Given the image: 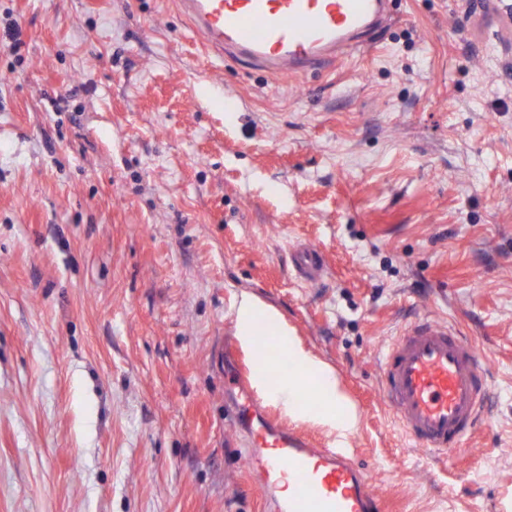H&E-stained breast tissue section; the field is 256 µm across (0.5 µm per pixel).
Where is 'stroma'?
Listing matches in <instances>:
<instances>
[{"label": "stroma", "mask_w": 512, "mask_h": 512, "mask_svg": "<svg viewBox=\"0 0 512 512\" xmlns=\"http://www.w3.org/2000/svg\"><path fill=\"white\" fill-rule=\"evenodd\" d=\"M244 291L356 404L388 512H500L512 0H394L363 51L279 78L207 55L172 0H0V512H266L224 405ZM425 317L490 382L444 462L379 395ZM297 279L304 284H317L327 272L323 251L313 243H299L290 251Z\"/></svg>", "instance_id": "obj_1"}]
</instances>
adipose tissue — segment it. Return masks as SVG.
Listing matches in <instances>:
<instances>
[{
  "label": "adipose tissue",
  "mask_w": 512,
  "mask_h": 512,
  "mask_svg": "<svg viewBox=\"0 0 512 512\" xmlns=\"http://www.w3.org/2000/svg\"><path fill=\"white\" fill-rule=\"evenodd\" d=\"M237 336L243 348H252V324L262 317L277 328L286 343L288 362L296 373L278 387H269L264 370H256L254 382L258 389L280 400L288 411H299L295 398L299 389L314 393L320 409L313 414L314 422L323 425L336 435L337 444H346L349 436L360 425V413L356 405L342 391L334 373L327 364L307 351L284 323L280 314L255 295L244 292L235 305Z\"/></svg>",
  "instance_id": "1"
}]
</instances>
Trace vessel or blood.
<instances>
[{"label": "vessel or blood", "instance_id": "b4317fda", "mask_svg": "<svg viewBox=\"0 0 512 512\" xmlns=\"http://www.w3.org/2000/svg\"><path fill=\"white\" fill-rule=\"evenodd\" d=\"M206 49L296 75L364 47L388 17L389 0H175ZM299 281L315 284L327 271L323 251L300 243L290 251ZM230 367L231 427L268 512H386L367 469L346 448L317 447L289 427L253 392L235 348ZM489 387L479 348L447 322L424 318L395 338L384 354L380 395L407 438L445 459L479 428Z\"/></svg>", "mask_w": 512, "mask_h": 512}]
</instances>
